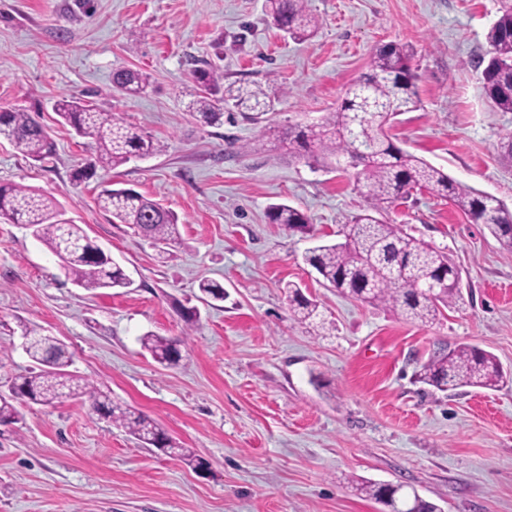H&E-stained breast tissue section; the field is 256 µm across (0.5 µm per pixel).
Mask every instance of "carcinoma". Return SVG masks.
<instances>
[{"label":"carcinoma","mask_w":512,"mask_h":512,"mask_svg":"<svg viewBox=\"0 0 512 512\" xmlns=\"http://www.w3.org/2000/svg\"><path fill=\"white\" fill-rule=\"evenodd\" d=\"M265 12L280 31L294 40L307 39L318 26L306 0H264ZM490 47L483 69L484 90L502 112H512V7L503 10L486 34ZM409 51L398 44L380 47L372 56L370 72L352 83L340 105L310 127H290L285 133L295 152L315 149L322 155L344 161L343 169L354 170L357 187L370 200L371 211L346 225L344 241L317 245L306 252L305 261L325 284L343 296L371 304L389 305L408 319L424 323L439 319L441 308L462 300L459 271L448 253L403 232L381 218L397 200L415 189H430L448 198L473 223L485 224L512 257V210L495 196L481 193L455 181L424 159L396 147L388 137L391 120L418 104L416 76L409 65ZM198 86L192 115L205 124L218 122L224 108L247 106L267 112L271 100L260 86L253 88L224 84V76L212 69H194ZM116 88L128 95L146 91L149 81L142 73L121 69L114 72ZM62 123L78 135L96 140L95 158L78 170L87 179L99 166L117 168L132 159H145L160 151L151 137L119 124L112 114L65 97L55 105ZM25 157L43 162L55 154L56 146L44 127L30 113L0 110V138ZM100 209L121 224H130L153 244L176 239L177 218L159 202L127 188L106 189L97 197ZM271 224L291 231H311L310 218L288 204L269 206ZM0 219L23 224L54 254L69 256L68 277L78 286L94 291L127 287V275L110 255L94 243L76 224L62 218L52 200L11 183H0ZM200 299L224 300V286L203 278L198 284ZM285 288L293 315L301 323L319 318L318 305L302 288L287 283ZM28 341L27 353L39 371L12 381L11 394L0 395V424L22 420L25 404L54 405L64 397L87 398L92 411L102 419L125 428L142 445L179 457L195 468L208 467L194 451L180 447L162 428L146 416L112 401L110 394L84 383L69 373L71 356L58 339L22 326ZM142 347L153 359L173 367L182 360L183 340L154 334L141 338ZM512 378L498 359L475 345H458L441 350L417 372L418 381L440 391L464 387L495 390ZM359 491L388 509V512H441L423 498L395 492L373 482Z\"/></svg>","instance_id":"cac0c4a2"}]
</instances>
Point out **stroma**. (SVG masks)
<instances>
[{"mask_svg":"<svg viewBox=\"0 0 512 512\" xmlns=\"http://www.w3.org/2000/svg\"><path fill=\"white\" fill-rule=\"evenodd\" d=\"M506 2L307 0L318 28L296 42L264 0H0V109L31 113L57 148L40 163L0 139V183L51 198L131 280L80 288L28 230L0 221V388L36 367L28 324L67 346L73 374L209 463L196 471L141 446L85 401L26 406L22 422L0 425V512H382L357 491L363 480L404 485L443 512H512V383L441 392L415 380L462 343L512 370V257L486 225L417 190L386 219L451 255L463 304L422 324L339 295L305 253L342 241L370 203L334 159L298 156L280 137L335 110L376 48L403 44L420 105L395 117L393 141L512 208V112L491 106L481 65ZM203 65L261 85L273 109L197 121L187 105ZM120 69L146 74L148 91H118ZM65 96L160 152L77 180L96 144L61 123ZM121 187L172 211L177 239L157 246L113 223L96 199ZM274 203L304 211L311 233L269 223ZM203 278L225 299L201 304ZM291 281L322 327L294 319ZM148 332L186 337L179 366L151 358Z\"/></svg>","mask_w":512,"mask_h":512,"instance_id":"35a3bbf8","label":"stroma"}]
</instances>
